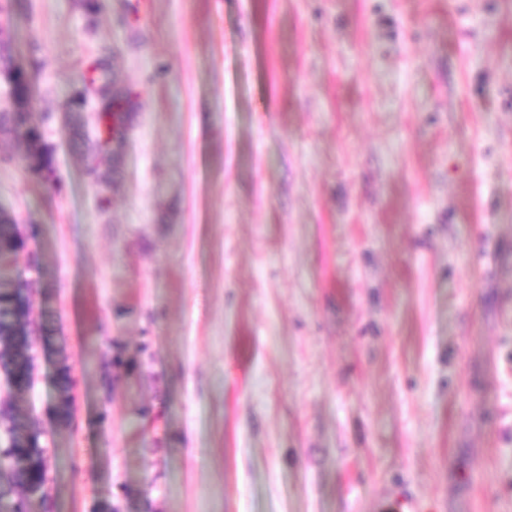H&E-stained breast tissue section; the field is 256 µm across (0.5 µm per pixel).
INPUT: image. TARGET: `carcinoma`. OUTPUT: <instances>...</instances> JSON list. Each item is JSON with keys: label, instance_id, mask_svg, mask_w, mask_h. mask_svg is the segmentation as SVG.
Instances as JSON below:
<instances>
[{"label": "carcinoma", "instance_id": "cac0c4a2", "mask_svg": "<svg viewBox=\"0 0 512 512\" xmlns=\"http://www.w3.org/2000/svg\"><path fill=\"white\" fill-rule=\"evenodd\" d=\"M97 76L76 91L67 101L68 111L80 113L84 95L92 92L100 98L102 112L107 119L125 121L131 107L130 98L116 87L109 59L100 60L94 68ZM0 74L13 81L16 92L25 98L26 105L0 112V127L12 132L20 140L34 145L23 157L30 177L38 182L49 179L53 171L50 152L37 146L42 139L41 126L33 122V76L13 61L11 52L0 50ZM24 246L15 218L0 213V252L7 258L16 255ZM23 292L13 288L6 272L0 274V336L11 337L20 330L18 307ZM34 357L31 349L24 352L10 348L0 352V368L22 377L30 370ZM0 512H25L22 500L29 490L38 488L46 478L47 456L39 434L30 424L14 420L5 428V442L0 446Z\"/></svg>", "mask_w": 512, "mask_h": 512}]
</instances>
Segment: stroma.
I'll return each instance as SVG.
<instances>
[{
  "mask_svg": "<svg viewBox=\"0 0 512 512\" xmlns=\"http://www.w3.org/2000/svg\"><path fill=\"white\" fill-rule=\"evenodd\" d=\"M50 456L29 512H512V0H0ZM109 58L133 110L64 105ZM72 368L74 406L55 414ZM0 73L13 81L16 92L25 98L26 105L15 107L8 112H0V127L12 132L19 141H24L35 147L23 157V164L30 177L38 182L49 180L53 171L52 156L46 148L37 147L42 139L41 126L33 122L30 112H33V76L16 64L8 49L2 48L0 53Z\"/></svg>",
  "mask_w": 512,
  "mask_h": 512,
  "instance_id": "obj_1",
  "label": "stroma"
}]
</instances>
